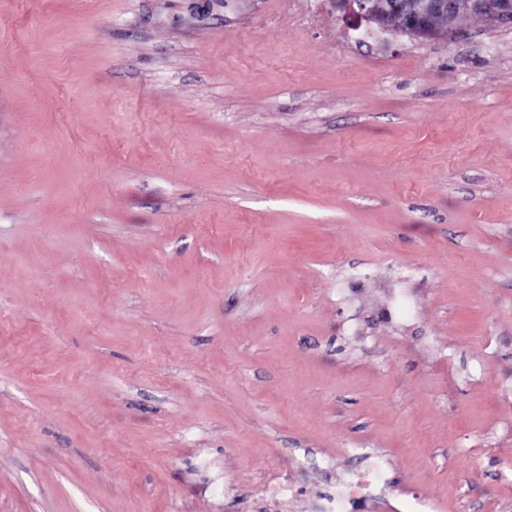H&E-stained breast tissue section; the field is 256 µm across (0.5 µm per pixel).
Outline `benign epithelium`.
Returning a JSON list of instances; mask_svg holds the SVG:
<instances>
[{
  "mask_svg": "<svg viewBox=\"0 0 512 512\" xmlns=\"http://www.w3.org/2000/svg\"><path fill=\"white\" fill-rule=\"evenodd\" d=\"M438 11L448 12V26L436 27L428 22L427 12L413 6V0H402V7L406 11V23L403 25L405 33L418 39H440L448 36L452 29L455 15L476 10L493 20L504 17L512 18V0H430ZM357 5L358 15L363 20L374 23L383 28L387 25L385 14L380 0H342L340 7Z\"/></svg>",
  "mask_w": 512,
  "mask_h": 512,
  "instance_id": "benign-epithelium-1",
  "label": "benign epithelium"
}]
</instances>
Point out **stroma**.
Instances as JSON below:
<instances>
[{"mask_svg": "<svg viewBox=\"0 0 512 512\" xmlns=\"http://www.w3.org/2000/svg\"><path fill=\"white\" fill-rule=\"evenodd\" d=\"M512 512V23L0 0V512ZM384 473V467L380 462H373L362 472H359L355 482L346 483L343 489L336 495L334 509L341 512L346 504L352 500L366 496V491L377 483Z\"/></svg>", "mask_w": 512, "mask_h": 512, "instance_id": "1", "label": "stroma"}]
</instances>
